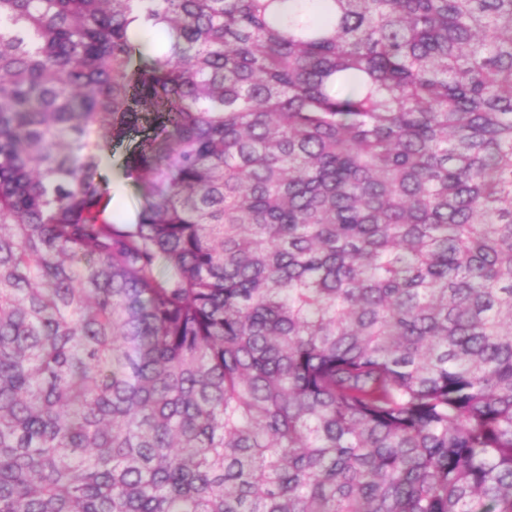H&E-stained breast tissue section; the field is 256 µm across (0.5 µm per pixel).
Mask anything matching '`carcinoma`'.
<instances>
[{
    "instance_id": "1",
    "label": "carcinoma",
    "mask_w": 512,
    "mask_h": 512,
    "mask_svg": "<svg viewBox=\"0 0 512 512\" xmlns=\"http://www.w3.org/2000/svg\"><path fill=\"white\" fill-rule=\"evenodd\" d=\"M0 512H512V0H0ZM128 144L126 139L123 147H118L117 151L112 152V168L110 170L102 168V174L109 181L108 186L112 197L109 210L112 211V217L124 224H134L143 200L132 184L123 176L122 162Z\"/></svg>"
}]
</instances>
